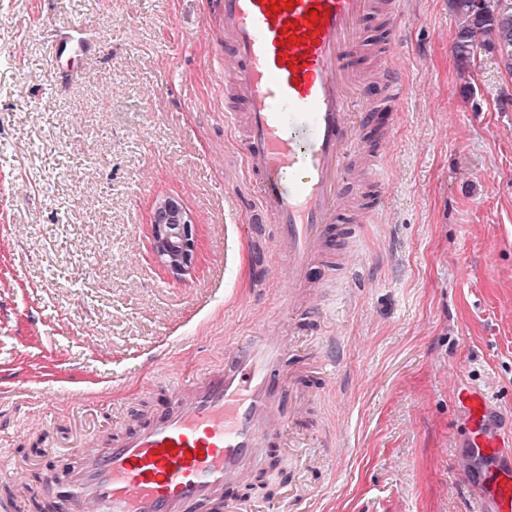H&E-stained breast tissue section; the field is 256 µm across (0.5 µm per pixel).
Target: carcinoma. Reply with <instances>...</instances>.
<instances>
[{
  "label": "carcinoma",
  "mask_w": 512,
  "mask_h": 512,
  "mask_svg": "<svg viewBox=\"0 0 512 512\" xmlns=\"http://www.w3.org/2000/svg\"><path fill=\"white\" fill-rule=\"evenodd\" d=\"M459 28L454 39V55L461 64L475 52L497 53L512 73V0H461L457 10Z\"/></svg>",
  "instance_id": "obj_1"
}]
</instances>
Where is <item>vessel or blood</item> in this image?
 Listing matches in <instances>:
<instances>
[{
    "label": "vessel or blood",
    "mask_w": 512,
    "mask_h": 512,
    "mask_svg": "<svg viewBox=\"0 0 512 512\" xmlns=\"http://www.w3.org/2000/svg\"><path fill=\"white\" fill-rule=\"evenodd\" d=\"M384 16V51L373 72L351 57L364 23ZM407 12L402 0H223L225 121L237 135L253 212L273 226L285 261L263 267L255 282L278 273L279 311L295 314L299 294L325 286L324 262L334 243H357L355 224L341 221L354 171L364 169L362 216L383 205L387 148L407 95L395 61ZM58 52L83 53L81 29L55 34ZM301 368L291 338L280 332L237 336L224 363L203 370L169 394L164 411L144 425L119 429L107 449L81 444L67 477L45 471V499L11 500L0 512H244L247 484L268 447L281 444L278 403ZM476 455L492 459L484 473L485 512H512V465L496 460L501 437L484 431L487 400L460 390Z\"/></svg>",
    "instance_id": "vessel-or-blood-1"
}]
</instances>
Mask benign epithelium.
I'll use <instances>...</instances> for the list:
<instances>
[{"label": "benign epithelium", "mask_w": 512, "mask_h": 512, "mask_svg": "<svg viewBox=\"0 0 512 512\" xmlns=\"http://www.w3.org/2000/svg\"><path fill=\"white\" fill-rule=\"evenodd\" d=\"M197 248L194 219L175 196L159 199L150 218V249L155 261L176 282L192 268Z\"/></svg>", "instance_id": "1"}]
</instances>
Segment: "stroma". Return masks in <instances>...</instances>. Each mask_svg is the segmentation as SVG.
<instances>
[{"instance_id": "stroma-1", "label": "stroma", "mask_w": 512, "mask_h": 512, "mask_svg": "<svg viewBox=\"0 0 512 512\" xmlns=\"http://www.w3.org/2000/svg\"><path fill=\"white\" fill-rule=\"evenodd\" d=\"M409 88L385 204L352 261L358 280L308 320L258 286L270 225L238 210L248 182L213 38L219 0H0V498L42 487L86 435L162 410L170 379L223 361L235 336L291 333L304 377L283 400L290 458L245 489L250 512H481L454 388L485 390L512 431V74L453 53L448 0H408ZM80 26L93 56L59 54ZM179 197L196 224L172 281L151 209ZM337 339L324 344L325 336Z\"/></svg>"}]
</instances>
